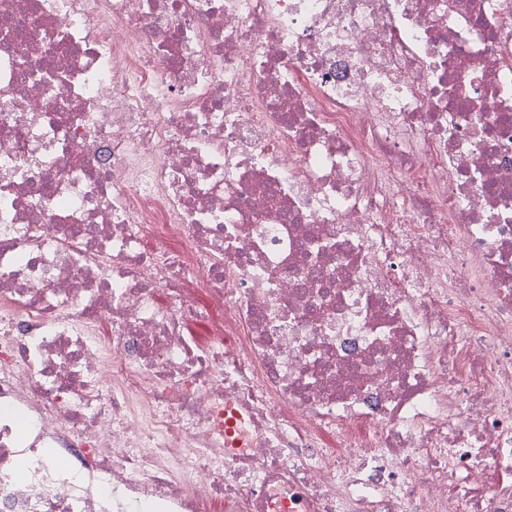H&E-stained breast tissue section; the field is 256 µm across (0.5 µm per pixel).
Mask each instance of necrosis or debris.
<instances>
[{
  "label": "necrosis or debris",
  "mask_w": 512,
  "mask_h": 512,
  "mask_svg": "<svg viewBox=\"0 0 512 512\" xmlns=\"http://www.w3.org/2000/svg\"><path fill=\"white\" fill-rule=\"evenodd\" d=\"M0 512H512V0H0Z\"/></svg>",
  "instance_id": "necrosis-or-debris-1"
}]
</instances>
